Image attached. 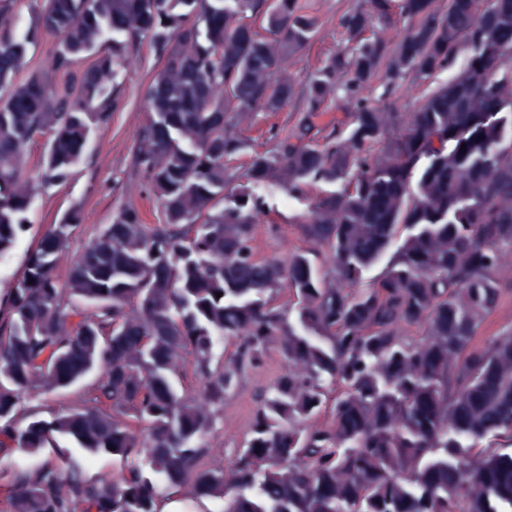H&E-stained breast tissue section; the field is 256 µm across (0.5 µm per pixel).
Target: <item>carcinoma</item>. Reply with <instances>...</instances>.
Listing matches in <instances>:
<instances>
[{"label": "carcinoma", "mask_w": 512, "mask_h": 512, "mask_svg": "<svg viewBox=\"0 0 512 512\" xmlns=\"http://www.w3.org/2000/svg\"><path fill=\"white\" fill-rule=\"evenodd\" d=\"M394 19L410 27L397 43L368 35ZM341 26L348 49L299 89L288 61L317 31L308 0H43L23 33L0 5V256L26 228L34 136L49 134L40 183L65 182L111 121L132 46L147 40L159 61L134 155L158 223L119 207L62 283L57 256L83 221L70 209L0 300V453H54L15 473L10 512H160L162 483L224 512L512 509V448L497 446L512 440V328L475 343L512 254V0H373ZM42 33L55 45L30 72ZM441 73L413 111L388 102ZM335 95L347 127L316 143ZM297 97V128L238 182L241 117ZM266 183L292 198L335 186L300 225L309 248L258 258L268 211L251 186ZM285 290L292 308L276 304ZM272 348L284 370L241 448L203 466L224 400ZM187 354L196 396L179 388ZM90 374L83 406L50 419L25 407ZM59 438L118 458L119 476L87 480Z\"/></svg>", "instance_id": "1"}]
</instances>
